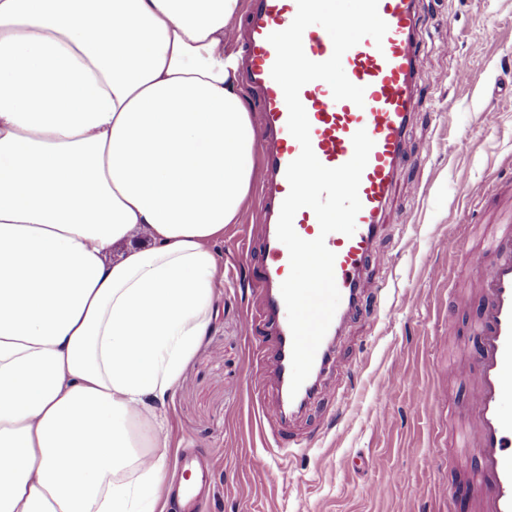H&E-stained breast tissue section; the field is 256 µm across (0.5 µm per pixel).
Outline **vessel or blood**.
Instances as JSON below:
<instances>
[{"instance_id": "vessel-or-blood-1", "label": "vessel or blood", "mask_w": 512, "mask_h": 512, "mask_svg": "<svg viewBox=\"0 0 512 512\" xmlns=\"http://www.w3.org/2000/svg\"><path fill=\"white\" fill-rule=\"evenodd\" d=\"M378 12L388 25L382 42L363 38L342 58L347 78L365 89L363 105L334 99L331 87L322 80L305 84L299 92L310 123L312 149L324 166L335 168L351 159L352 139L358 131H366L374 146L359 184L361 209L353 235H321L318 219L309 208L300 209L293 220L301 238L324 237L335 255L334 276L341 296L311 373L294 394L290 391L292 335L280 290L290 272L289 253L277 238V224L289 193L286 169L300 155L301 145L287 128L288 107L271 76L276 51L268 37L291 25L297 0H249L241 47L242 80L256 94L263 119L256 133L262 196L256 221L262 236L258 252L249 255L248 262L262 307L246 321L245 329L256 344L261 366L269 370L268 375L257 376L255 388L259 399L276 397L274 406L262 407L261 414L282 455L308 449V442L286 421L321 402L328 377H335L339 395L353 390L355 372L352 365L339 361L338 346L357 317L365 292L378 295L383 289L382 282L369 278L366 271L376 263L384 229L382 214L407 162L405 138L410 117L419 106L415 87L424 20L417 0H379ZM302 43L306 56L315 62L326 61L333 53L329 34L318 25L305 29ZM472 276L483 306L474 326L476 355L462 370L471 383V394L464 410L468 428L459 443L475 448L480 466L467 494L476 512H512V224L494 226L475 259ZM178 465L192 478L182 492L183 507L190 512L209 473L191 453L180 457Z\"/></svg>"}]
</instances>
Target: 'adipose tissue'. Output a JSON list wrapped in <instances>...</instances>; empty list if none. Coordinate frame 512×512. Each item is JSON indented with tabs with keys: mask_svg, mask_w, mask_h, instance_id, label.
Returning a JSON list of instances; mask_svg holds the SVG:
<instances>
[{
	"mask_svg": "<svg viewBox=\"0 0 512 512\" xmlns=\"http://www.w3.org/2000/svg\"><path fill=\"white\" fill-rule=\"evenodd\" d=\"M243 0H0V512H164L160 407L256 180Z\"/></svg>",
	"mask_w": 512,
	"mask_h": 512,
	"instance_id": "obj_1",
	"label": "adipose tissue"
}]
</instances>
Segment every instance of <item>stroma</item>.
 I'll list each match as a JSON object with an SVG mask.
<instances>
[{
    "instance_id": "obj_1",
    "label": "stroma",
    "mask_w": 512,
    "mask_h": 512,
    "mask_svg": "<svg viewBox=\"0 0 512 512\" xmlns=\"http://www.w3.org/2000/svg\"><path fill=\"white\" fill-rule=\"evenodd\" d=\"M419 7L421 106L379 244L388 286L348 328L343 348L359 366L356 388L347 401L326 398L296 421L297 433L314 437L310 450L275 457L261 472L247 467L269 444L251 395L256 365L244 328L260 301L240 251L245 241L258 247L261 231L229 225L216 249L231 275L212 328L162 407L168 483L183 478V449L211 466L197 512H460L457 490L478 462L454 444L466 428L471 386L448 371L468 362L475 342L480 296L464 276L489 232L483 206L496 180L512 178V0H420ZM457 57L468 64L466 78L455 74ZM465 222L474 232L449 252V234ZM388 379L397 382L393 394L378 400ZM405 467L403 486L394 475Z\"/></svg>"
}]
</instances>
